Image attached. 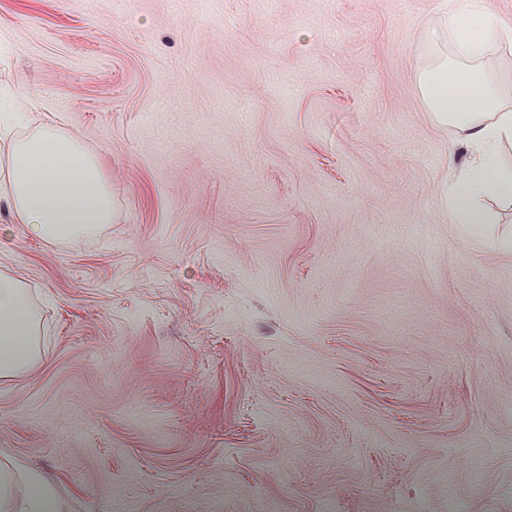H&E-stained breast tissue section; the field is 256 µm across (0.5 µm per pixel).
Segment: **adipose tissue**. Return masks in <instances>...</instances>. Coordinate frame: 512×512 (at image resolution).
Wrapping results in <instances>:
<instances>
[{"mask_svg": "<svg viewBox=\"0 0 512 512\" xmlns=\"http://www.w3.org/2000/svg\"><path fill=\"white\" fill-rule=\"evenodd\" d=\"M495 0H450L440 27L428 35L435 50L417 74L421 99L435 123L455 129L469 150L450 180L447 204L456 223L486 224L489 199H512V170L499 162L512 142V106L504 102L481 53L461 38L471 28L480 41L512 38ZM0 152V206L14 223L47 245L89 239L111 224L112 180L97 151L66 128L34 121L5 134ZM41 317L18 270H0V383L24 375L41 359ZM52 483L20 463L0 460V512H64Z\"/></svg>", "mask_w": 512, "mask_h": 512, "instance_id": "adipose-tissue-1", "label": "adipose tissue"}]
</instances>
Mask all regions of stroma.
Returning <instances> with one entry per match:
<instances>
[{"mask_svg":"<svg viewBox=\"0 0 512 512\" xmlns=\"http://www.w3.org/2000/svg\"><path fill=\"white\" fill-rule=\"evenodd\" d=\"M441 0H0V125L99 153L115 220L0 234L42 360L0 459L69 512H512V206L417 73ZM22 85L25 101L11 90Z\"/></svg>","mask_w":512,"mask_h":512,"instance_id":"1","label":"stroma"}]
</instances>
